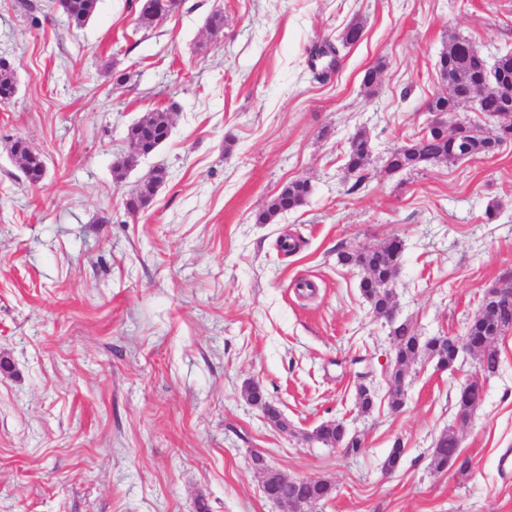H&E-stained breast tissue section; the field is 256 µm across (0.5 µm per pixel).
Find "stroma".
Masks as SVG:
<instances>
[{
    "label": "stroma",
    "mask_w": 512,
    "mask_h": 512,
    "mask_svg": "<svg viewBox=\"0 0 512 512\" xmlns=\"http://www.w3.org/2000/svg\"><path fill=\"white\" fill-rule=\"evenodd\" d=\"M139 9L99 0L76 29L56 0H0V57L18 79L0 101V357L12 364L0 373V512H197L201 498L210 512H281L255 451L331 483L313 512H512V332L467 424L455 401L472 356L445 372L419 358L393 409L392 326L337 260L401 238L396 317L424 339L463 335L485 289L512 273V140L384 169L427 123L449 37L491 62L512 52V0H182L147 26ZM355 22L361 40L316 81L308 48ZM156 108L172 111L168 140L115 175L127 127ZM361 130L373 151L353 192L344 159ZM19 138L47 165L37 185L10 155ZM156 166L165 185L129 212ZM300 178L305 205L257 223ZM252 381L287 431L248 402ZM361 383L374 392L366 413ZM336 419L362 448L306 441ZM449 431L467 473L431 464ZM397 439L404 458L384 472Z\"/></svg>",
    "instance_id": "stroma-1"
}]
</instances>
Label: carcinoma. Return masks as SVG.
I'll return each instance as SVG.
<instances>
[{
  "label": "carcinoma",
  "mask_w": 512,
  "mask_h": 512,
  "mask_svg": "<svg viewBox=\"0 0 512 512\" xmlns=\"http://www.w3.org/2000/svg\"><path fill=\"white\" fill-rule=\"evenodd\" d=\"M181 0H142L139 20L146 24L175 12ZM98 0H63L62 11L76 28L83 27L95 14ZM469 42L452 37L448 48L443 52V59L451 69V81L455 94H440L428 103V107L453 112L458 107V96L466 93L469 85L475 82L480 72V59L469 54ZM502 79L480 99L479 109L490 120H497L501 112L502 98L512 91V54L498 58L496 62ZM15 66L6 59H0V98L13 95ZM171 128L169 110L155 109L142 119L130 124L127 129V142L144 149L154 146L168 138ZM502 140L498 137L497 126L482 128L467 122L456 124L453 128L446 126L421 132L406 144L391 150L385 161V171L399 173L419 168L423 164L448 162L467 158H477L498 149ZM11 150H17L24 158L22 173L32 183L38 179V161L29 154L26 141L17 139ZM371 144L366 133L359 131L351 138L345 157V169L354 178L350 190H357L366 180L364 174L370 157ZM310 192L309 181L296 179L285 185L258 215L260 224L272 223L280 214L301 207ZM403 243L393 237L380 247H358L342 249L338 252V262L344 266L357 267L364 272L359 288L370 303L373 311L380 315L394 305L393 285L395 273L402 262ZM512 321V302H500L487 314L476 313L470 320L466 332L480 343L476 355L479 370L483 378L495 375L500 364L498 339L491 337L499 323ZM394 345V364L398 370L391 378V406L397 410L403 405L405 381L412 365L417 359L426 355L443 363L448 370H453L457 358L451 349L439 344L440 337L433 336L426 341L418 338L413 326L404 321L391 330ZM248 401L269 414L267 421L280 416V410L270 409L274 405L258 383H251L245 390ZM346 426L339 420L331 424L322 423L315 428L316 442L325 446L339 438ZM431 463L438 471L457 468L464 472L469 467L468 458L462 456L457 448L454 436L450 433L441 436L434 444ZM332 494V486L325 479L317 484L308 482L293 486L288 491V483H282L271 489L267 498L280 506H288V501H301L309 507L324 501Z\"/></svg>",
  "instance_id": "carcinoma-1"
}]
</instances>
